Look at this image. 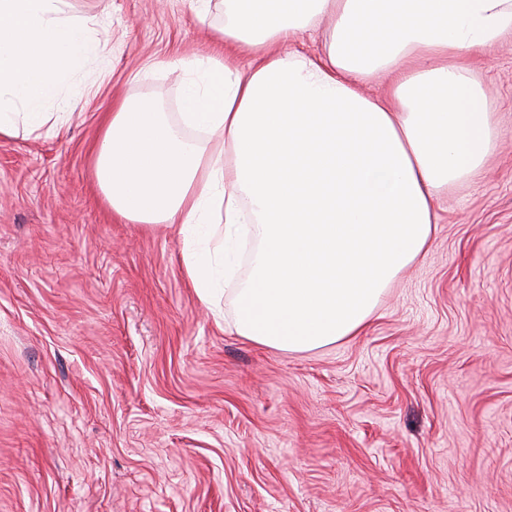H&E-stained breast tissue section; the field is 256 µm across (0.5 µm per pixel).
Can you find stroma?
<instances>
[{
	"label": "stroma",
	"instance_id": "1",
	"mask_svg": "<svg viewBox=\"0 0 512 512\" xmlns=\"http://www.w3.org/2000/svg\"><path fill=\"white\" fill-rule=\"evenodd\" d=\"M109 53L53 133L0 138V512H512V45L480 56L496 147L437 203L364 331L252 343L176 227L132 224L92 150L114 101L181 119L224 7L69 0Z\"/></svg>",
	"mask_w": 512,
	"mask_h": 512
}]
</instances>
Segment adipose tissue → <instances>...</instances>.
Segmentation results:
<instances>
[{
    "label": "adipose tissue",
    "mask_w": 512,
    "mask_h": 512,
    "mask_svg": "<svg viewBox=\"0 0 512 512\" xmlns=\"http://www.w3.org/2000/svg\"><path fill=\"white\" fill-rule=\"evenodd\" d=\"M323 24L321 55L270 53ZM221 34L255 64L212 60L179 123L116 102L94 151L97 185L126 221L178 225L202 301L231 272L240 234L256 243L235 292L237 335L288 351L359 335L427 252L436 200L495 147L472 55L512 36V0H224ZM380 72L388 91L365 96Z\"/></svg>",
    "instance_id": "adipose-tissue-1"
}]
</instances>
